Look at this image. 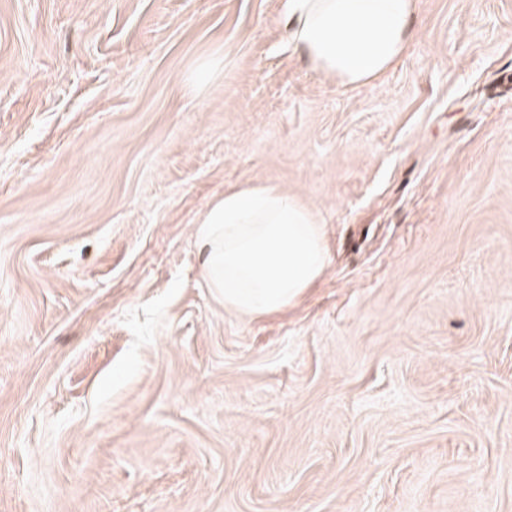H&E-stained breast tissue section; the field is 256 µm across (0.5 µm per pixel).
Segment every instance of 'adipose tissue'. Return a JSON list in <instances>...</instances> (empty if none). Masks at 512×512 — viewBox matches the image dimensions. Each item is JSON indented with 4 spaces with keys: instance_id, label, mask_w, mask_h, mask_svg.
<instances>
[{
    "instance_id": "ef3b65f1",
    "label": "adipose tissue",
    "mask_w": 512,
    "mask_h": 512,
    "mask_svg": "<svg viewBox=\"0 0 512 512\" xmlns=\"http://www.w3.org/2000/svg\"><path fill=\"white\" fill-rule=\"evenodd\" d=\"M415 0H283L298 54L342 86L382 76L407 50ZM207 287L226 309L263 316L296 304L328 267L326 226L265 184L225 191L198 224Z\"/></svg>"
}]
</instances>
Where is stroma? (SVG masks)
Returning <instances> with one entry per match:
<instances>
[{
    "label": "stroma",
    "mask_w": 512,
    "mask_h": 512,
    "mask_svg": "<svg viewBox=\"0 0 512 512\" xmlns=\"http://www.w3.org/2000/svg\"><path fill=\"white\" fill-rule=\"evenodd\" d=\"M283 0H0V512H512V0L381 78ZM269 184L325 277L242 317L196 227Z\"/></svg>",
    "instance_id": "1"
}]
</instances>
